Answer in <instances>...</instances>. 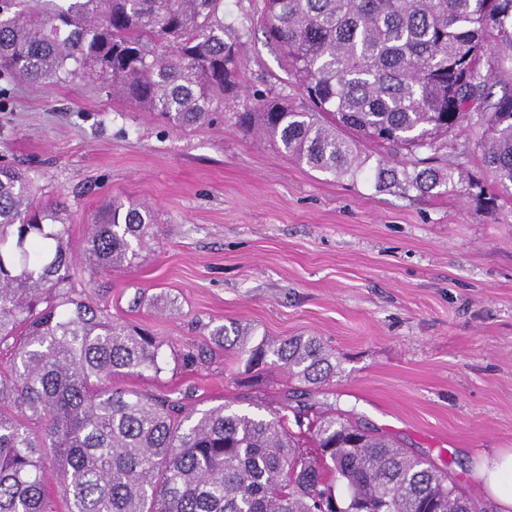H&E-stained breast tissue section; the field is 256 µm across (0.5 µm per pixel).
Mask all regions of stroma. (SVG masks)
Instances as JSON below:
<instances>
[{"label":"stroma","mask_w":512,"mask_h":512,"mask_svg":"<svg viewBox=\"0 0 512 512\" xmlns=\"http://www.w3.org/2000/svg\"><path fill=\"white\" fill-rule=\"evenodd\" d=\"M259 15V0H224L244 94L202 127L173 128L88 84L0 77V164L35 173L38 199L63 196L77 253L105 199L152 206V250L80 282L112 317L180 344L219 326L314 336L339 365L318 386L274 368L246 388L233 357L180 373L170 360L117 386L178 388L199 409L246 410L255 397L329 406L429 457L483 504L477 466L512 452V197L482 169L468 124L449 134L447 154L469 181L430 197L376 190L364 174L334 179L238 130L246 99L304 101Z\"/></svg>","instance_id":"35a3bbf8"}]
</instances>
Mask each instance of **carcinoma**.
I'll list each match as a JSON object with an SVG mask.
<instances>
[{"label": "carcinoma", "instance_id": "carcinoma-1", "mask_svg": "<svg viewBox=\"0 0 512 512\" xmlns=\"http://www.w3.org/2000/svg\"><path fill=\"white\" fill-rule=\"evenodd\" d=\"M224 0H0V76L78 78L179 129L241 92ZM262 30L308 101L245 106L241 130L338 179L373 171L404 194L462 180L436 163L448 134L478 127L485 171L512 192V0H261ZM165 43L166 49L158 48ZM496 68L483 71L484 59ZM382 150L375 163L361 145ZM0 165V512H475L448 471L327 408L188 407V395L117 388L127 373L207 361L112 317L78 269L132 267L155 239L152 208L111 198L72 253L61 198ZM214 341L251 378L273 366L304 385L336 376L317 338Z\"/></svg>", "mask_w": 512, "mask_h": 512}]
</instances>
